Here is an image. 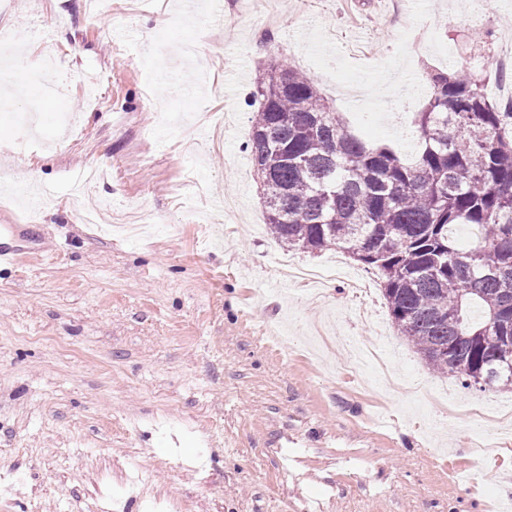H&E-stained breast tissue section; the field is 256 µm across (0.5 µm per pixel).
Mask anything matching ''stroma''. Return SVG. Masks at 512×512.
<instances>
[{
  "label": "stroma",
  "mask_w": 512,
  "mask_h": 512,
  "mask_svg": "<svg viewBox=\"0 0 512 512\" xmlns=\"http://www.w3.org/2000/svg\"><path fill=\"white\" fill-rule=\"evenodd\" d=\"M16 0L0 74L17 119L0 152V512H491L512 494V389L431 370L392 325L376 273L267 232L246 105L270 59L313 77L362 138L411 154L431 70L488 68L512 0ZM136 214L84 223L79 189ZM148 474L144 494L128 482Z\"/></svg>",
  "instance_id": "1"
}]
</instances>
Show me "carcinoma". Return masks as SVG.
Wrapping results in <instances>:
<instances>
[{"instance_id":"obj_1","label":"carcinoma","mask_w":512,"mask_h":512,"mask_svg":"<svg viewBox=\"0 0 512 512\" xmlns=\"http://www.w3.org/2000/svg\"><path fill=\"white\" fill-rule=\"evenodd\" d=\"M404 158L358 137L315 80L276 62L251 95L247 147L269 233L378 272L389 316L463 387L512 384V101L464 68L431 75ZM476 229L461 249L454 230Z\"/></svg>"}]
</instances>
